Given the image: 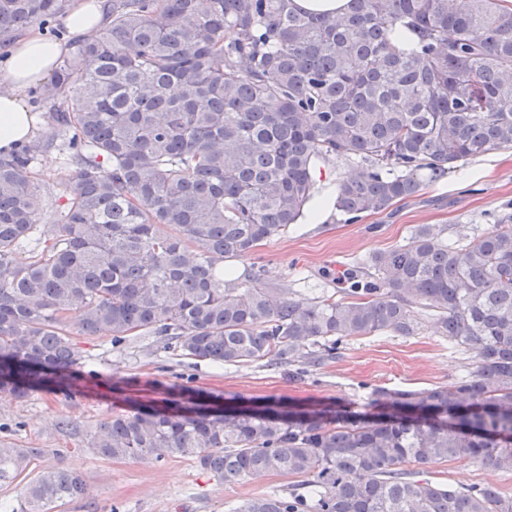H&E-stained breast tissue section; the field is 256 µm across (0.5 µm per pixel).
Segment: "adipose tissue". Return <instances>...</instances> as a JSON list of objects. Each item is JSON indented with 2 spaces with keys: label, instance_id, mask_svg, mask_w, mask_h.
<instances>
[{
  "label": "adipose tissue",
  "instance_id": "obj_1",
  "mask_svg": "<svg viewBox=\"0 0 512 512\" xmlns=\"http://www.w3.org/2000/svg\"><path fill=\"white\" fill-rule=\"evenodd\" d=\"M105 0H71L67 25L74 35L93 40L104 28ZM63 44L33 31L17 40L0 65V150L29 139L35 116L24 96L28 89L46 83L63 53Z\"/></svg>",
  "mask_w": 512,
  "mask_h": 512
}]
</instances>
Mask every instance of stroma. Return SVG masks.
<instances>
[{
  "label": "stroma",
  "mask_w": 512,
  "mask_h": 512,
  "mask_svg": "<svg viewBox=\"0 0 512 512\" xmlns=\"http://www.w3.org/2000/svg\"><path fill=\"white\" fill-rule=\"evenodd\" d=\"M37 181L39 222L51 225L62 203L61 172L55 154L41 157ZM512 216V150L492 151L462 162L447 175L424 179L420 192L382 213L351 221L332 212L328 221H298L285 234L258 246L246 260L230 259L236 273L254 268L264 282L287 296L341 295V282L357 262L406 244L419 224L444 226L460 244L496 231ZM411 336L378 333L342 344L336 357L306 369L270 360L215 365L163 349L142 336L122 345L106 337L72 334L85 352L83 378L75 397L36 393L19 400L0 394V440L19 448L42 449L16 479L0 481V506L19 512L26 485L37 474L63 466L83 475L88 495L52 512H235L249 499L280 492L288 480L275 475L227 481L203 471L192 459L148 457L112 460L97 455L88 441L123 399L161 400L167 386L187 383L224 395L273 397L300 403H341L365 408L377 388L427 389L451 386L471 364L468 353L452 349L430 311H414ZM406 470L442 484L494 483L512 494V472L494 471L473 460L409 462Z\"/></svg>",
  "instance_id": "obj_1"
}]
</instances>
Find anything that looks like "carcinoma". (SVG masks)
Returning a JSON list of instances; mask_svg holds the SVG:
<instances>
[{"label":"carcinoma","mask_w":512,"mask_h":512,"mask_svg":"<svg viewBox=\"0 0 512 512\" xmlns=\"http://www.w3.org/2000/svg\"><path fill=\"white\" fill-rule=\"evenodd\" d=\"M69 0H0V46ZM112 0L35 91L47 129L0 153V392L67 394L85 356L70 333L217 364L315 367L344 341L412 336L433 311L472 367L452 388L376 389L368 410L304 407L174 384L93 434L109 459L197 460L226 481L299 479L240 512H512L491 483L442 487L402 469L473 460L512 471V224L452 245L445 228L374 254L344 297L293 299L224 272L286 232L319 161L356 160L336 209L356 220L416 196L468 158L512 150V10L501 0ZM400 30L415 46L394 42ZM61 157L65 205L38 224V156ZM39 448L0 446V480ZM65 467L26 485L22 512L83 499Z\"/></svg>","instance_id":"cac0c4a2"}]
</instances>
